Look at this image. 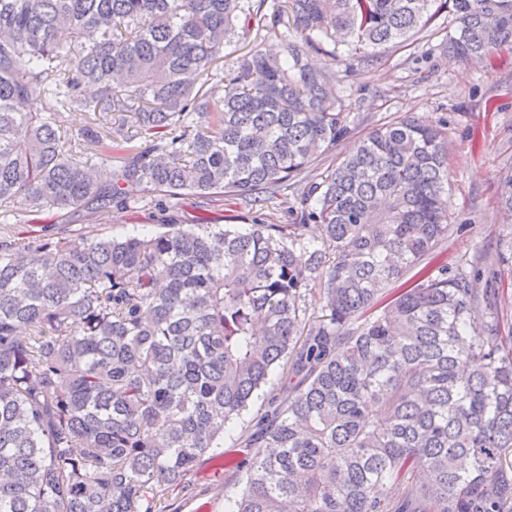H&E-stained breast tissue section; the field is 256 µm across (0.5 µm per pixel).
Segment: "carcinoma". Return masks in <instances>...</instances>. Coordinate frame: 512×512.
<instances>
[{
  "instance_id": "cac0c4a2",
  "label": "carcinoma",
  "mask_w": 512,
  "mask_h": 512,
  "mask_svg": "<svg viewBox=\"0 0 512 512\" xmlns=\"http://www.w3.org/2000/svg\"><path fill=\"white\" fill-rule=\"evenodd\" d=\"M266 0H0V203L35 215L127 204L124 186L250 197L297 180L347 133L303 48L372 56L437 0H282L299 41L218 70ZM453 54L512 44V0H443ZM98 86L94 99L83 96ZM89 115L83 149L55 111ZM125 123L108 125V113ZM446 136L373 129L296 224H183L94 241L0 236V512H171L229 426L253 449L227 512H512V335L499 289L429 264L448 239ZM320 230L306 262L297 249ZM324 297L307 324L304 300Z\"/></svg>"
}]
</instances>
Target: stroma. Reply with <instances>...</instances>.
Wrapping results in <instances>:
<instances>
[{"mask_svg": "<svg viewBox=\"0 0 512 512\" xmlns=\"http://www.w3.org/2000/svg\"><path fill=\"white\" fill-rule=\"evenodd\" d=\"M454 26L452 13L441 12L414 38L379 48L369 64L353 46L327 38L319 49L309 50V65L331 80L347 115L348 133L313 161L299 182L261 200L194 194L164 199L133 185L127 189L126 206L99 216L80 208L63 215L46 210L32 224L20 203L1 204L0 231L22 243L34 236L91 241L154 233L169 213L185 224L202 219L212 224L258 219L290 224L306 206L308 185L321 181L359 139L382 124L413 117L442 126L448 139V221L454 229L434 264L498 272V313L504 325H511L512 215L500 207L498 186L501 178L512 175V45L481 61L462 62L446 49ZM260 416L255 409L235 422L223 447L197 466L184 489L173 493L177 512H225L227 500L243 487L244 464L251 455L238 435Z\"/></svg>", "mask_w": 512, "mask_h": 512, "instance_id": "obj_1", "label": "stroma"}]
</instances>
